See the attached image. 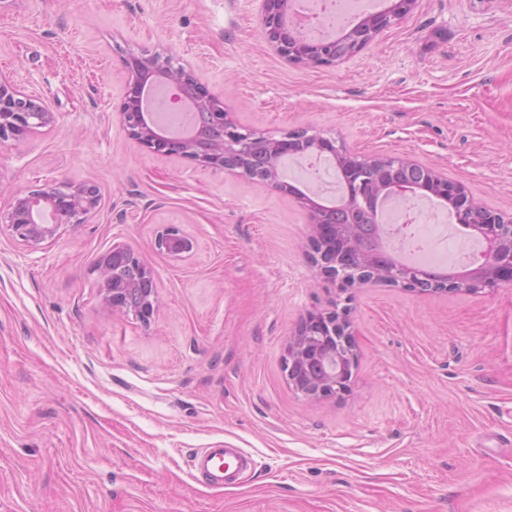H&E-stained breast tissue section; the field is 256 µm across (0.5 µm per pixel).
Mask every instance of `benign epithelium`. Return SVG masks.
Masks as SVG:
<instances>
[{"label":"benign epithelium","instance_id":"1","mask_svg":"<svg viewBox=\"0 0 512 512\" xmlns=\"http://www.w3.org/2000/svg\"><path fill=\"white\" fill-rule=\"evenodd\" d=\"M266 41L288 62L328 67L370 45L385 29L414 9L417 0H391L382 11L361 14L341 35L309 38L291 26L293 0H258ZM124 91L120 105L128 137L154 154L177 156L202 167L239 175L295 196L308 215L312 260L324 279L343 287L367 282L401 286L417 293L482 292L512 284V214L487 209L467 187L435 169L401 157L360 156L334 137L310 128L274 135L241 124L227 112L223 97L211 92L193 71L168 52L142 49L123 57ZM162 81L172 103L187 104L200 114L193 136L175 139L153 120L145 106L146 84ZM55 113L47 101L28 94L12 77L0 76V143L20 141L52 125ZM332 157L345 189L339 207L325 206L315 195L283 180L281 164L288 156ZM429 197L448 205L457 223L481 236L484 261L462 273L435 272L422 264H399L369 245L375 224L374 204L385 196ZM100 194L89 183L47 182L41 188L14 193L0 223L32 249L51 243L64 225L86 222L100 207ZM157 252L174 261L189 257L195 240L176 225H166L154 238ZM95 285L104 303L144 324L158 310L157 274L130 246L112 248L93 264ZM354 330L346 307L310 313L288 337L284 372L290 388L310 400L336 398L348 390L358 364Z\"/></svg>","mask_w":512,"mask_h":512}]
</instances>
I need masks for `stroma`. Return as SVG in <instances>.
<instances>
[{
	"mask_svg": "<svg viewBox=\"0 0 512 512\" xmlns=\"http://www.w3.org/2000/svg\"><path fill=\"white\" fill-rule=\"evenodd\" d=\"M257 0H0V74L52 126L0 144V211L51 180L100 207L31 250L0 223V512H512V285L339 290L308 257L297 199L156 156L120 121L122 54L171 48L245 125L313 126L411 157L512 212V0H417L330 67L288 63ZM165 224L196 241L156 252ZM130 245L158 274L150 323L107 307L92 263ZM348 307L341 396L289 387V336ZM249 451L212 489L197 448Z\"/></svg>",
	"mask_w": 512,
	"mask_h": 512,
	"instance_id": "obj_1",
	"label": "stroma"
}]
</instances>
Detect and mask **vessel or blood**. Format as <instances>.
<instances>
[{
  "instance_id": "vessel-or-blood-1",
  "label": "vessel or blood",
  "mask_w": 512,
  "mask_h": 512,
  "mask_svg": "<svg viewBox=\"0 0 512 512\" xmlns=\"http://www.w3.org/2000/svg\"><path fill=\"white\" fill-rule=\"evenodd\" d=\"M252 463L253 458L245 449L221 445L197 449L187 460L195 480L217 489L234 484Z\"/></svg>"
}]
</instances>
